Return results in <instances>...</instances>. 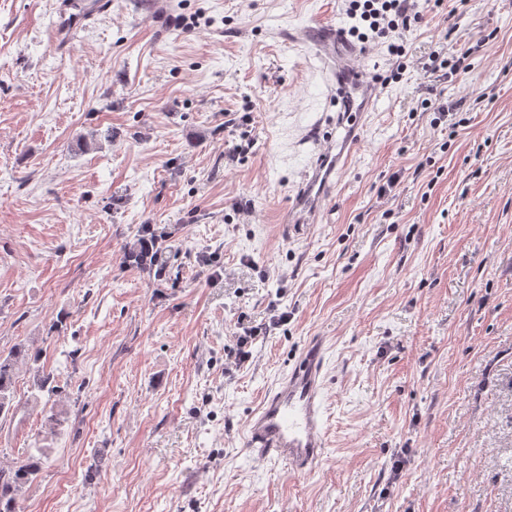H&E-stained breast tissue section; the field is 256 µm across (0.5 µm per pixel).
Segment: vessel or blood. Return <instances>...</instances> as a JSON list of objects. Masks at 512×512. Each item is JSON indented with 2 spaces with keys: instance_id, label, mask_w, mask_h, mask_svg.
I'll return each mask as SVG.
<instances>
[{
  "instance_id": "vessel-or-blood-1",
  "label": "vessel or blood",
  "mask_w": 512,
  "mask_h": 512,
  "mask_svg": "<svg viewBox=\"0 0 512 512\" xmlns=\"http://www.w3.org/2000/svg\"><path fill=\"white\" fill-rule=\"evenodd\" d=\"M106 8L105 0H58L47 25L49 40L56 48L66 49L71 32L94 21ZM302 35L332 64L330 83L342 104L336 125L343 135L338 145L319 153L285 215L289 224H307L316 219L336 183L339 161L348 158L357 140L364 109L378 92L377 81L354 66L359 49L342 28L323 21L304 28ZM326 354L324 338L310 337L260 406L249 414L245 441L258 461L281 462L299 474L311 473L319 465L325 450Z\"/></svg>"
}]
</instances>
